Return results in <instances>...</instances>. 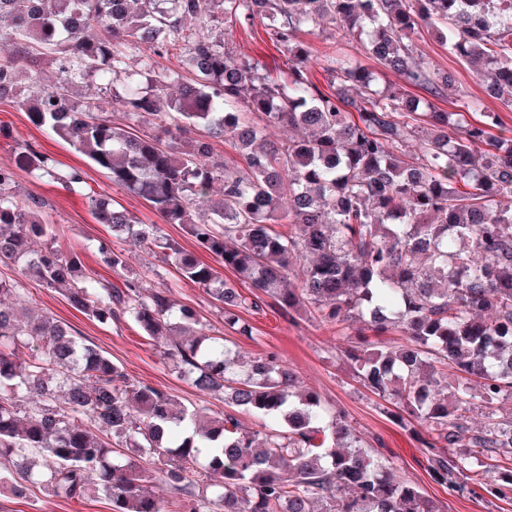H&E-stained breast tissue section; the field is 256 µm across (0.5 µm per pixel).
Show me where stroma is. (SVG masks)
Here are the masks:
<instances>
[{"instance_id":"35a3bbf8","label":"stroma","mask_w":512,"mask_h":512,"mask_svg":"<svg viewBox=\"0 0 512 512\" xmlns=\"http://www.w3.org/2000/svg\"><path fill=\"white\" fill-rule=\"evenodd\" d=\"M309 44L313 60L309 76L319 88H327L328 74L324 69L327 56L343 53L358 61H365L364 46L359 39L342 35L334 23L323 22L319 28L301 33ZM237 51L248 54L263 63L271 72L283 67L284 57L271 43L263 22L248 29H234L227 37ZM423 61L432 70L455 73L468 99L481 103L485 112L495 113L501 131L512 137V110L499 100L489 97L482 81L466 69L434 34L421 31L415 37ZM29 144L33 149L49 154L61 171L80 170L86 183L97 193L112 198L133 213L143 224H161L159 216L148 203L126 189L112 184L106 173L95 167L84 155L50 132L33 126L26 114L12 100L0 101V164L13 158L16 145ZM22 190L44 197L49 207L46 217L58 227L62 235L60 245L80 257L92 276L112 278L111 268L105 263L96 246L107 240L113 250L127 251L131 269L143 278L147 288H159L175 280V270L162 256L146 255L129 250L127 242L113 237L108 225L98 223L85 196L68 191L62 185L23 172L18 177ZM163 234L174 238L190 251L198 246L181 225L161 224ZM24 297L28 305L52 313L65 321L75 336L96 345L120 364L129 378L145 381L164 389L181 404L205 407L210 413L224 411L222 401L200 395L180 379L172 365L153 349L143 331L133 322L103 325L90 320L70 307L65 298L32 279H23ZM255 327L254 340L229 336L227 344L233 351L252 357L274 351L288 362L299 375L304 386L320 393L323 402L342 410L348 421L365 441L381 440L383 461L398 477L416 483L425 495L440 503L443 512H512V504L484 496H459L433 483L427 474V460L418 436V425L401 426L384 413L376 396L357 383L343 355L349 344L348 336L337 333L334 326L307 317L286 320L273 306L250 317ZM0 512H112L109 500L102 495L63 501L54 498L39 485L29 486L25 495L16 496L0 488Z\"/></svg>"}]
</instances>
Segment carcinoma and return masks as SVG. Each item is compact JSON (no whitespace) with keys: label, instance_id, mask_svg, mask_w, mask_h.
<instances>
[{"label":"carcinoma","instance_id":"cac0c4a2","mask_svg":"<svg viewBox=\"0 0 512 512\" xmlns=\"http://www.w3.org/2000/svg\"><path fill=\"white\" fill-rule=\"evenodd\" d=\"M326 16L352 37L370 36L369 55L405 85L381 88L375 72L336 54L326 60L329 90L316 86L298 34ZM2 17L11 29L0 32V100L14 99L32 125L181 225L235 276L29 146L0 164V263L100 324L134 322L180 377L227 407L210 415L130 380L53 314H20V281L0 279V458L14 460V489L39 484L63 500L101 493L112 512H169L146 489L156 480L176 495L178 512H440L383 467L344 415L297 388L280 355L241 361L176 303V286L144 291L127 254L106 241L98 251L121 284L89 276L56 244L47 203L18 189L22 170L86 190L99 223L163 254L245 339L254 327L244 314L267 299L290 321L309 313L340 333L356 328L344 350L353 375L397 408L395 421L422 427L432 482L475 493L468 471L478 456V488L512 504V420L469 424L474 398L491 412L512 395V206L500 203L512 199V138L493 133V113L468 121L477 103L453 74L431 73L413 40L435 31L510 107L512 0H0ZM264 19L285 54L284 79L226 45V32ZM176 44L185 73L157 69L155 57ZM143 48L150 55L132 67L128 53ZM45 54L56 81L22 95L19 63ZM90 79L126 123L76 102ZM173 81L176 99L166 93ZM408 85L429 98L412 97ZM447 97L459 110L435 105ZM147 117L156 130L134 133ZM287 126L305 134L264 142ZM215 140L242 149L240 160L216 153ZM300 259L307 266L296 285ZM388 334L404 341L379 340ZM240 412L260 429L243 426ZM201 477L209 496L195 491Z\"/></svg>","mask_w":512,"mask_h":512}]
</instances>
